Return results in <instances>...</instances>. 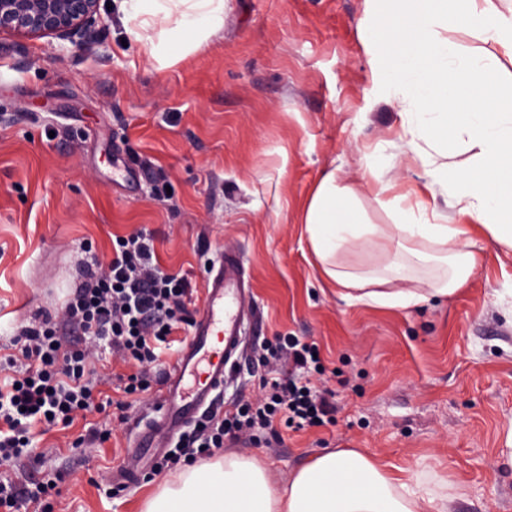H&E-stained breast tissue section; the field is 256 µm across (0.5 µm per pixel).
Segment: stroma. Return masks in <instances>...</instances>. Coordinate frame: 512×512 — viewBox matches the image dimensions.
I'll use <instances>...</instances> for the list:
<instances>
[{"mask_svg": "<svg viewBox=\"0 0 512 512\" xmlns=\"http://www.w3.org/2000/svg\"><path fill=\"white\" fill-rule=\"evenodd\" d=\"M367 0H230L224 29L200 51L158 67L118 0H99L92 38L0 34V357L14 353L20 323L57 313L85 255H112L114 236L143 230L161 266L187 278L198 315L209 269L227 249L250 273L257 321L220 400L261 398L264 342L316 343L333 392L332 424L257 442L225 440L224 454L260 459L285 482L312 458L357 448L405 475L463 484L448 512H512V253L487 244L483 265L455 294L416 307L343 297L328 282L303 224L321 177L360 185L370 152L388 178L419 186L427 171L401 141L364 30ZM138 172L135 190L115 183L113 158ZM170 187L160 200L154 188ZM345 269L403 266L404 288L432 272L403 255L347 247ZM105 412L70 427L31 430L30 457L0 474L19 484L57 478L48 512H141L145 498L177 481L132 457L136 425L156 415L158 387L129 397L102 386ZM105 441L79 453L88 428ZM427 469H419V461Z\"/></svg>", "mask_w": 512, "mask_h": 512, "instance_id": "stroma-1", "label": "stroma"}]
</instances>
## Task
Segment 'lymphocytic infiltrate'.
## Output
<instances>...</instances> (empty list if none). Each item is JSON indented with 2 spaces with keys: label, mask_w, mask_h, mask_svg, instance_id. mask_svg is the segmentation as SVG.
<instances>
[{
  "label": "lymphocytic infiltrate",
  "mask_w": 512,
  "mask_h": 512,
  "mask_svg": "<svg viewBox=\"0 0 512 512\" xmlns=\"http://www.w3.org/2000/svg\"><path fill=\"white\" fill-rule=\"evenodd\" d=\"M78 275L80 282L61 316L34 319L13 339L18 352L5 364L14 375L0 391L1 463L17 461L30 447L31 422L67 426L78 413L104 411L94 395V346L105 345L134 361L137 370L127 375L123 391H144L150 387V365L186 320L189 283L160 267L152 239L144 232L116 238L109 262L83 261ZM329 396V390L287 376L272 378L268 393L256 402L207 413L179 450L167 453L153 469L159 472L182 460L211 455L223 448L225 437L252 436L273 429L278 420L299 429L333 423L336 406Z\"/></svg>",
  "instance_id": "f902f5d3"
}]
</instances>
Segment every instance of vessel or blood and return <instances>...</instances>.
<instances>
[{"instance_id": "b4317fda", "label": "vessel or blood", "mask_w": 512, "mask_h": 512, "mask_svg": "<svg viewBox=\"0 0 512 512\" xmlns=\"http://www.w3.org/2000/svg\"><path fill=\"white\" fill-rule=\"evenodd\" d=\"M250 293L243 255L225 250L208 274L192 336L166 372L157 416L135 438V457L149 460L160 455L174 436L214 404V393L235 368L253 318Z\"/></svg>"}]
</instances>
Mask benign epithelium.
<instances>
[{"instance_id": "7a95c632", "label": "benign epithelium", "mask_w": 512, "mask_h": 512, "mask_svg": "<svg viewBox=\"0 0 512 512\" xmlns=\"http://www.w3.org/2000/svg\"><path fill=\"white\" fill-rule=\"evenodd\" d=\"M99 0H0V33L53 36L71 44L87 37Z\"/></svg>"}]
</instances>
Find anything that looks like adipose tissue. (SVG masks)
I'll return each mask as SVG.
<instances>
[{
  "mask_svg": "<svg viewBox=\"0 0 512 512\" xmlns=\"http://www.w3.org/2000/svg\"><path fill=\"white\" fill-rule=\"evenodd\" d=\"M376 20L367 29L376 49L375 76L389 90L409 150L430 169L417 188L395 192L375 160L363 174L375 196H388L393 221L368 223L355 187L342 186L335 172L317 183L304 214L305 229L326 277L359 293L361 302L409 307L465 287L483 264L484 242L512 252V93L495 79L512 62V13L496 0H371ZM228 0H122L121 11L138 27L160 66L184 57L224 26ZM176 27L156 41L152 31L167 20ZM466 29L491 50L474 56L449 42V31ZM466 152L450 161L448 149ZM454 200L470 227L449 221L437 196ZM425 263L452 259L447 278L426 288L382 291L385 272L340 270L337 253L358 244L387 250L389 244ZM462 486L437 476L427 485L393 475L376 459L349 448L322 454L276 484L257 459L227 456L206 467L186 468L179 485L148 497L143 512H446Z\"/></svg>",
  "mask_w": 512,
  "mask_h": 512,
  "instance_id": "ef3b65f1",
  "label": "adipose tissue"
}]
</instances>
